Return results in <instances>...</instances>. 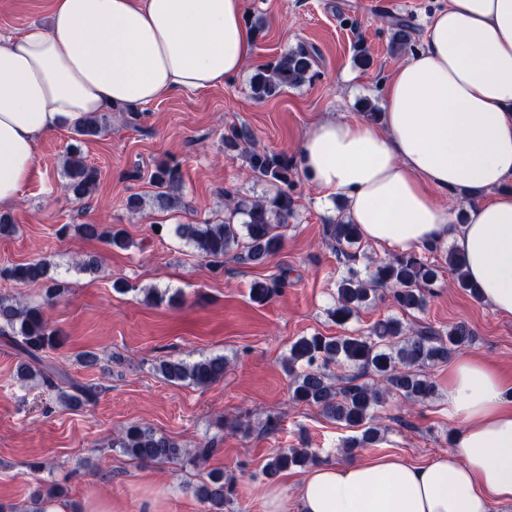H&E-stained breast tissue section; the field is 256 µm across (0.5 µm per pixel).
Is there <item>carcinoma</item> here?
<instances>
[{"label": "carcinoma", "mask_w": 512, "mask_h": 512, "mask_svg": "<svg viewBox=\"0 0 512 512\" xmlns=\"http://www.w3.org/2000/svg\"><path fill=\"white\" fill-rule=\"evenodd\" d=\"M390 49L394 53L413 49L415 30L405 19L394 18L389 23ZM317 52L300 45L280 55L256 70L250 80L251 96L263 102L311 83L317 76ZM107 129L105 118L96 115L74 127L82 138L100 136ZM224 148L236 150L250 139L232 127L223 136ZM248 174L276 189L269 199L237 198L224 221L217 224H179L176 234L186 240L215 273L224 271V256L234 251L237 261L261 266L283 247L280 229L287 227L294 211V163L282 153L251 147L244 149ZM64 188L77 201L91 198L99 180L98 169L85 161L80 150L68 148L64 164ZM154 191L149 197L134 194L127 198L126 209L137 214L150 206L161 211L185 210L189 204L180 189L182 172L177 162L162 161L150 174ZM75 231L82 237L104 240L125 248L128 241L121 229H106L99 224H77ZM328 240L336 253L346 261L356 254L351 248L360 245L357 225L339 217L325 225ZM445 262L458 287L475 299L479 292L468 280L465 259L454 250L447 251ZM3 275L17 283L41 281L46 284V303L51 304L63 292L65 285L48 275V265L42 261L18 264L3 270ZM438 280L437 265L415 253L393 255L379 261L373 275L363 279L351 269L336 288V300L331 316L343 326L356 315L359 305L376 296V291L389 288L398 309L410 314L422 311L427 294ZM285 281L273 278L256 281L250 296L256 303H265L284 287ZM0 336L9 339L22 357L17 377L26 380L39 378L40 385L54 392L60 401L71 408L93 404L101 390L92 383L80 382L57 366L46 361L45 353L55 348L58 336L51 328L41 307H29L19 301L0 299ZM474 335L467 324L458 322L448 330L431 326L410 327L396 316L379 319L366 330L343 336H302L289 347L283 360L284 369L292 377L291 399L321 408L328 418L359 430L343 445L346 453L377 442L380 429L374 424V413L386 399L398 395L411 403L425 402L437 394V386L425 368L448 361L457 352L471 346ZM343 363L356 370V375L336 384L328 374L330 364ZM222 356H209L194 362L165 360L156 370L167 381L178 384L190 382L206 387L224 377ZM131 459L141 463L171 462L183 458V450L171 438L140 426H130L113 443ZM317 461L316 454L307 448H281L274 452L262 473L274 478L293 467H305ZM199 498L208 504L209 512H224L231 487L225 485L224 474L214 471L209 482L196 488Z\"/></svg>", "instance_id": "carcinoma-1"}]
</instances>
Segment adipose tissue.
I'll use <instances>...</instances> for the list:
<instances>
[{"label":"adipose tissue","mask_w":512,"mask_h":512,"mask_svg":"<svg viewBox=\"0 0 512 512\" xmlns=\"http://www.w3.org/2000/svg\"><path fill=\"white\" fill-rule=\"evenodd\" d=\"M255 53L244 0H54L49 22L0 38V209L36 173L48 133L108 109L222 85ZM301 170L347 201L392 254L452 246L499 316H512V0H448L421 50L392 71L381 121L327 118L302 137ZM468 196L466 221L449 200ZM481 358L448 371L452 448L319 463L263 512H490L512 503V397Z\"/></svg>","instance_id":"ef3b65f1"}]
</instances>
